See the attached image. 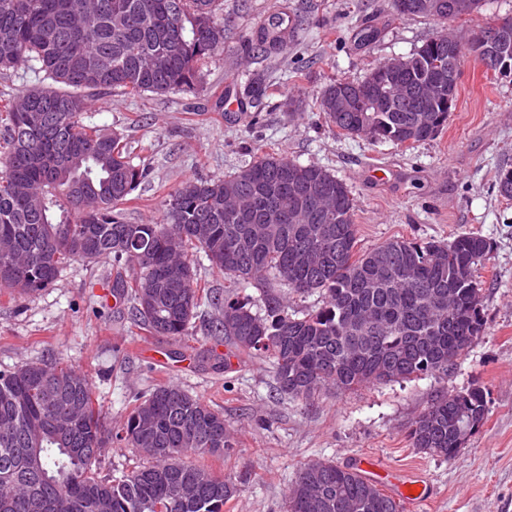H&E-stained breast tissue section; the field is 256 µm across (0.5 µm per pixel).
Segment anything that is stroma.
I'll use <instances>...</instances> for the list:
<instances>
[{
	"label": "stroma",
	"mask_w": 512,
	"mask_h": 512,
	"mask_svg": "<svg viewBox=\"0 0 512 512\" xmlns=\"http://www.w3.org/2000/svg\"><path fill=\"white\" fill-rule=\"evenodd\" d=\"M273 15L287 17L286 43L265 54L252 43ZM224 47L200 67L195 93L121 90L96 95L84 121L121 134L133 164L148 177L122 206L133 224L158 223L183 182L221 179L266 153L325 168L356 204L359 246L395 237L448 242L475 232L490 245L480 271L484 331L448 375L374 383L314 401L278 394L268 359L232 357L201 308L187 337L135 326L114 300L111 261L77 262L38 294L0 296V369L50 357L88 375L108 423L118 424L142 391L174 382L223 413L234 446L193 462L237 483L224 512H288L298 472L318 460L340 466L370 457L384 471L419 473L430 498L403 512H512V200L494 176L512 167V79L487 71L472 52L460 67L456 106L435 138L405 147L338 134L319 107L334 79L363 80L378 64L410 56L453 30L462 41L512 17V0H483L478 12L442 22L398 14L394 0H222ZM377 37L365 42L364 28ZM260 79V107L221 105L226 89ZM230 355L214 368L209 351ZM487 392L485 422L451 459L413 448L411 421L436 392Z\"/></svg>",
	"instance_id": "35a3bbf8"
}]
</instances>
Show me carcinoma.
I'll list each match as a JSON object with an SVG mask.
<instances>
[{
    "label": "carcinoma",
    "mask_w": 512,
    "mask_h": 512,
    "mask_svg": "<svg viewBox=\"0 0 512 512\" xmlns=\"http://www.w3.org/2000/svg\"><path fill=\"white\" fill-rule=\"evenodd\" d=\"M218 7L219 0H0V70L25 65L61 85L0 106V241L31 259L17 277L0 257V294L25 298L75 262L110 259L130 274L113 289L135 321L178 339L202 306H214L213 336L241 358L269 359L277 391L289 398L448 374L483 331L473 298L489 246L478 234L448 243L398 237L362 250L345 183L274 154L223 180L183 183L161 224L125 221L120 205L148 168L128 160L119 134L84 124L88 94L195 90L198 62L220 50L201 25L217 23ZM432 50L426 42L410 56L412 83L387 111L328 112V121L347 136L366 129L371 140L434 137L411 112ZM495 184L512 199V168L498 169ZM229 187L246 198L245 211L224 210ZM310 187L336 200L331 223L300 196ZM280 203L305 210L307 223H292ZM197 224L208 225L205 237L196 236ZM196 255L230 287L260 288V311L201 288ZM270 280L317 293L323 304L296 316ZM45 374L58 375L49 399L33 391ZM487 413L480 388L437 394L409 427L412 446L450 459L456 432L483 424ZM110 444L135 449L147 463L101 477ZM232 447L224 414L175 384L143 393L112 428L88 376L60 359L0 370V512H224L241 488L187 457ZM288 503L289 512H401L356 469L329 461L301 469Z\"/></svg>",
    "instance_id": "carcinoma-1"
}]
</instances>
